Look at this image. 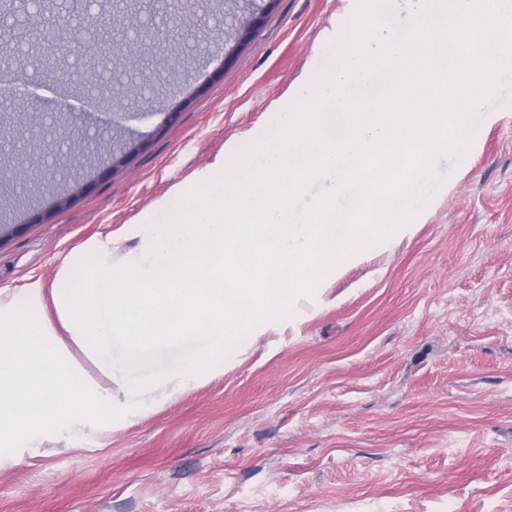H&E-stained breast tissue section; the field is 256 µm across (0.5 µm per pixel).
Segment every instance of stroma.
Masks as SVG:
<instances>
[{
	"label": "stroma",
	"mask_w": 512,
	"mask_h": 512,
	"mask_svg": "<svg viewBox=\"0 0 512 512\" xmlns=\"http://www.w3.org/2000/svg\"><path fill=\"white\" fill-rule=\"evenodd\" d=\"M366 0H276L225 54L224 0H43L44 12L169 22L143 39L144 93L94 91L83 50L0 0V115L72 141L0 144V296L52 286L89 239L138 248L171 188L253 153L342 50ZM436 165L409 231L330 270L224 367L177 398L0 454V512H512V78ZM142 149L119 167L111 152ZM80 186L71 205L61 194ZM47 214L43 224L34 213Z\"/></svg>",
	"instance_id": "stroma-1"
}]
</instances>
